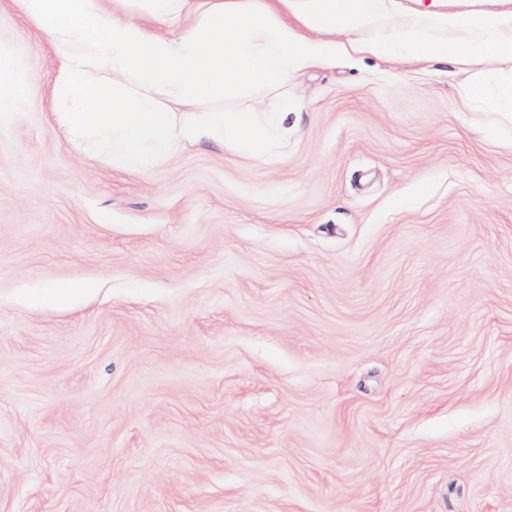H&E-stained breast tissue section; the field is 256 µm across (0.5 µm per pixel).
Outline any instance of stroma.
Segmentation results:
<instances>
[{
  "instance_id": "1",
  "label": "stroma",
  "mask_w": 512,
  "mask_h": 512,
  "mask_svg": "<svg viewBox=\"0 0 512 512\" xmlns=\"http://www.w3.org/2000/svg\"><path fill=\"white\" fill-rule=\"evenodd\" d=\"M0 47V512H512V138L467 74L316 69L285 145L136 175L9 0ZM22 68L17 52H0V119L2 115L22 112L29 106L25 86L19 77ZM93 288H81L70 284H60L51 288H42L33 294L34 302L39 306L66 308L81 295Z\"/></svg>"
}]
</instances>
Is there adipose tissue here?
I'll return each mask as SVG.
<instances>
[{
    "instance_id": "ef3b65f1",
    "label": "adipose tissue",
    "mask_w": 512,
    "mask_h": 512,
    "mask_svg": "<svg viewBox=\"0 0 512 512\" xmlns=\"http://www.w3.org/2000/svg\"><path fill=\"white\" fill-rule=\"evenodd\" d=\"M59 62L55 114L113 168L144 174L204 139L225 149L287 142V96L263 117L216 102L356 55L440 60L473 73L459 94L512 131V7L453 13L444 0H11ZM14 52H0V116L29 98ZM192 113L189 121L178 120Z\"/></svg>"
}]
</instances>
